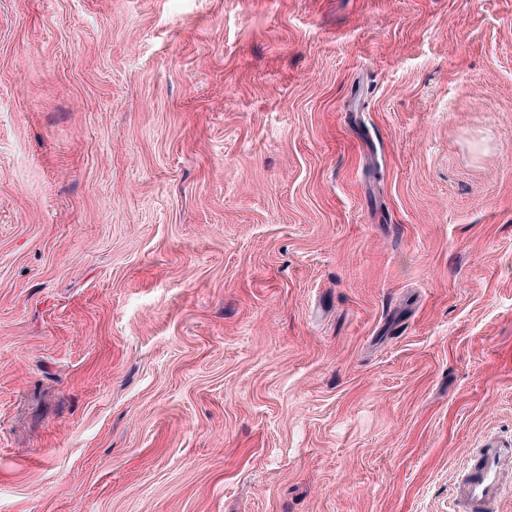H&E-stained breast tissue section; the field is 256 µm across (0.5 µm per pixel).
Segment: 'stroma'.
I'll return each instance as SVG.
<instances>
[{
	"mask_svg": "<svg viewBox=\"0 0 512 512\" xmlns=\"http://www.w3.org/2000/svg\"><path fill=\"white\" fill-rule=\"evenodd\" d=\"M512 443V0H0V512H451Z\"/></svg>",
	"mask_w": 512,
	"mask_h": 512,
	"instance_id": "stroma-1",
	"label": "stroma"
}]
</instances>
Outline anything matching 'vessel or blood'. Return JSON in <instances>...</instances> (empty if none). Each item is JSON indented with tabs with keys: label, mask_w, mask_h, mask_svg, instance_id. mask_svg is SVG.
I'll use <instances>...</instances> for the list:
<instances>
[{
	"label": "vessel or blood",
	"mask_w": 512,
	"mask_h": 512,
	"mask_svg": "<svg viewBox=\"0 0 512 512\" xmlns=\"http://www.w3.org/2000/svg\"><path fill=\"white\" fill-rule=\"evenodd\" d=\"M512 448L489 443L470 458L458 474L459 498L455 512H497L501 500L512 494Z\"/></svg>",
	"instance_id": "1"
}]
</instances>
